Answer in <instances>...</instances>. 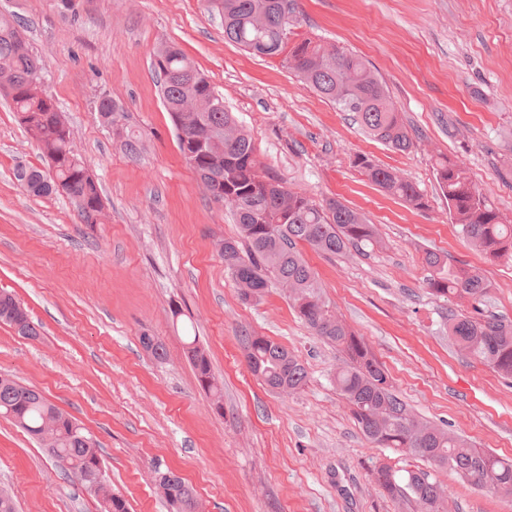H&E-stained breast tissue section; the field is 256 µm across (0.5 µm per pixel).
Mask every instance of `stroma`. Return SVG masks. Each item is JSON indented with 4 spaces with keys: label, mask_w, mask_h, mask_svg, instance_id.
I'll return each mask as SVG.
<instances>
[{
    "label": "stroma",
    "mask_w": 512,
    "mask_h": 512,
    "mask_svg": "<svg viewBox=\"0 0 512 512\" xmlns=\"http://www.w3.org/2000/svg\"><path fill=\"white\" fill-rule=\"evenodd\" d=\"M0 0L42 61L44 86L98 178L106 220L82 224L74 203L36 197L21 167L47 169L40 148L0 99V291L27 308L37 339L0 322V376L42 392L91 434L114 493L130 512H169L156 469L182 477L203 512H414L371 477L383 463L425 471L451 512H512V502L448 470L370 443L339 395L344 362L315 336L281 288L243 302L216 244L238 235L179 151L152 69L178 44L251 137L265 169L315 200L336 198L375 224L383 249L303 254L337 315L363 337L410 412L512 461V380L464 356L448 314L470 304L426 285V252L481 269L483 314L512 321V259H485L453 223L433 170L463 160L489 202L512 221V0H294L305 38L369 61L415 144L392 150L349 113L284 68L224 37L203 0ZM119 100L141 137L129 157L97 119L101 95ZM366 156L410 180L413 207L383 192L355 161ZM247 334L270 337L306 367L284 395L243 358ZM167 351L146 352L141 336ZM199 339L222 391V411L199 385L184 343ZM0 490L18 512H99V504L40 443L0 417Z\"/></svg>",
    "instance_id": "1"
}]
</instances>
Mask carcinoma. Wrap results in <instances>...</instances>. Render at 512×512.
Segmentation results:
<instances>
[{
    "label": "carcinoma",
    "instance_id": "obj_1",
    "mask_svg": "<svg viewBox=\"0 0 512 512\" xmlns=\"http://www.w3.org/2000/svg\"><path fill=\"white\" fill-rule=\"evenodd\" d=\"M288 0H205L207 8L224 17V37L261 57H278L300 81L343 112L353 114L362 130L398 151L413 145L412 137L383 82L368 61L353 52L305 39L286 46L297 19ZM152 66L160 77L165 109L175 129L184 118L200 120L203 146L194 150L193 170L209 193L224 192L223 202L233 213L239 237L217 243L240 290L243 302L260 299L269 283L286 288L298 317L327 343L345 355L335 375L336 390L350 407L363 435L383 448H397L448 469L471 486L488 488L512 502V463L475 448L463 436L417 419L395 394L389 376L358 336L325 300L315 272L303 258L299 245L329 257L343 255L351 246L384 247L375 225L342 202H317L288 188L262 168L251 138L224 106L208 79L176 45L162 44ZM39 60L16 24L0 18V97L7 99L27 134L51 162L49 171L21 168L16 179L30 194L58 193L57 184L69 189L80 223H104L96 208L102 189L93 173L74 152L69 124L51 96L37 84ZM102 125L112 122V137L130 156L140 152V141L127 124L123 104L109 95L97 102ZM357 167L384 192L422 207L423 196L398 172L380 167L365 156ZM435 177L448 200V211L467 242L486 259L512 257V224L487 202L465 165L441 157ZM426 285L436 296H453L478 306L489 291L482 271L453 266L435 252L425 256ZM0 321L25 323V336L39 331L15 296L0 292ZM448 335L459 350L479 359L504 378L512 379V322L496 317L448 318ZM247 364L253 375L284 394L297 393L308 381L306 367L282 344L267 336L243 337ZM186 356L203 390L221 408L209 356L198 338L187 343ZM0 415L37 439L47 452L65 462L85 490L99 503L107 500L103 489L84 478L91 464H101L95 442H86L85 427L50 402L42 393L9 378L0 377ZM161 496L172 512H192L198 504L195 489L170 471H156ZM372 477L393 501L410 500L416 512H448V493L423 471L400 478L380 464Z\"/></svg>",
    "mask_w": 512,
    "mask_h": 512
}]
</instances>
